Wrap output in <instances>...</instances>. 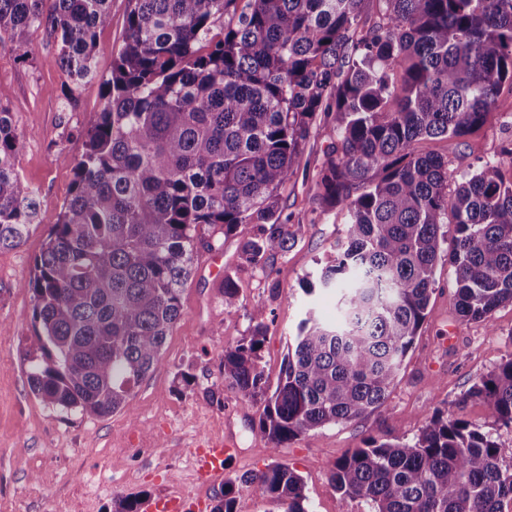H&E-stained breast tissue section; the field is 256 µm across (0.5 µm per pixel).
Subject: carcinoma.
Returning a JSON list of instances; mask_svg holds the SVG:
<instances>
[{
    "instance_id": "cac0c4a2",
    "label": "carcinoma",
    "mask_w": 512,
    "mask_h": 512,
    "mask_svg": "<svg viewBox=\"0 0 512 512\" xmlns=\"http://www.w3.org/2000/svg\"><path fill=\"white\" fill-rule=\"evenodd\" d=\"M42 2L0 0V41L26 59L27 33L49 31L74 101L94 77L112 0H51L46 11ZM365 2L130 0L72 195L25 282L36 397L67 415L130 409L181 317L198 250L249 226L246 264L263 267L291 247L281 195L320 118L336 143L315 174L316 200L348 210L347 245L304 290L337 291L336 323L312 313L301 321L270 394L259 367L263 305L250 314V336L220 357L227 387L247 402L265 397L256 428L272 447L385 403L427 317L439 260L454 267L462 319L488 324L512 305V144L458 174L413 149L463 137L502 109L512 0H376L370 25ZM7 96L0 86V250L24 242L38 207L19 175ZM236 300L226 273L224 308ZM467 396L512 428V354ZM329 471L370 512H503L512 501V444L439 407L413 440L372 437ZM238 483L286 512H309L303 479L278 462L226 481L210 512H236Z\"/></svg>"
}]
</instances>
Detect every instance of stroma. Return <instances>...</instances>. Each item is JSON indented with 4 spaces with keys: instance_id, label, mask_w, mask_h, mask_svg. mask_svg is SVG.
Segmentation results:
<instances>
[{
    "instance_id": "stroma-1",
    "label": "stroma",
    "mask_w": 512,
    "mask_h": 512,
    "mask_svg": "<svg viewBox=\"0 0 512 512\" xmlns=\"http://www.w3.org/2000/svg\"><path fill=\"white\" fill-rule=\"evenodd\" d=\"M129 0H112L111 21L98 32L95 78L80 89L74 103L64 96L65 77L59 46L44 29L30 31L31 54L18 59L10 41H0V86L9 91L22 144V180L38 192L39 216L23 245L0 250V512H111L116 498L146 495L154 499L180 493L214 500L222 481L199 486L190 451L204 437L231 436L238 452L226 465L227 477L287 464L306 484L310 512H369L364 499L341 496L327 467L364 447L367 439H413L437 407L492 432L512 444V429L497 426L486 405L463 400L472 385L512 354V305L498 308L490 323L460 320L450 286L454 270L440 262L429 313L409 351L389 397L377 411L347 423L329 425L272 448L254 429L262 401L243 405L227 388L219 356L250 333L255 305L266 308L267 337L260 351L268 386H276L307 312L336 319V300L325 292L304 294L302 283L318 262L333 258L344 243L347 210H323L314 197L315 173L331 139L327 130L307 141L297 174L282 196L295 236L287 253L275 254L265 267L245 264L242 238H225L222 248L200 252L197 268L182 293V315L173 326L154 371L134 390L131 410L105 417L62 415L35 397L28 384L26 355L38 343L31 324L32 297L24 288L34 259L69 198L75 162L85 149L84 133L101 111V81L126 32ZM512 142V111L496 113L492 123L461 138L416 143L462 173L478 169ZM237 283L234 310L224 308L225 274ZM195 376L185 386L181 376Z\"/></svg>"
}]
</instances>
